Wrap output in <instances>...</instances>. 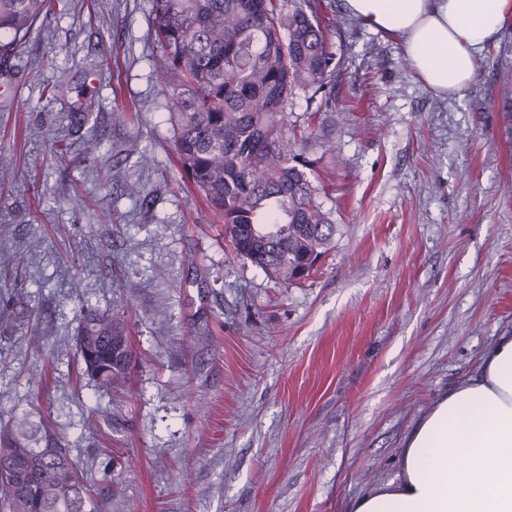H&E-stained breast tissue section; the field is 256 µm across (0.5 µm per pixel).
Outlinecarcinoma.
Returning a JSON list of instances; mask_svg holds the SVG:
<instances>
[{
	"label": "carcinoma",
	"instance_id": "1",
	"mask_svg": "<svg viewBox=\"0 0 512 512\" xmlns=\"http://www.w3.org/2000/svg\"><path fill=\"white\" fill-rule=\"evenodd\" d=\"M51 0H0V69L31 37ZM317 0H152L155 70L176 117L181 172L219 216L236 254L283 284L324 255L337 231L301 156L315 134H286L296 89L321 90L334 54ZM77 336L94 339V382L112 392L133 359L122 322L94 309ZM43 430L37 446L33 428ZM28 416L0 432V512H97L64 438Z\"/></svg>",
	"mask_w": 512,
	"mask_h": 512
}]
</instances>
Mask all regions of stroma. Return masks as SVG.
<instances>
[{
	"label": "stroma",
	"instance_id": "1",
	"mask_svg": "<svg viewBox=\"0 0 512 512\" xmlns=\"http://www.w3.org/2000/svg\"><path fill=\"white\" fill-rule=\"evenodd\" d=\"M321 11L336 66L284 122L317 137L308 176L338 232L290 286L198 221L151 0H60L0 82V164L19 165L0 186V267L19 265L0 284V420L51 417L98 512H348L512 332V27L458 99L345 0ZM84 308L126 326L120 402L76 378Z\"/></svg>",
	"mask_w": 512,
	"mask_h": 512
}]
</instances>
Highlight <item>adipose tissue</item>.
I'll use <instances>...</instances> for the list:
<instances>
[{
    "mask_svg": "<svg viewBox=\"0 0 512 512\" xmlns=\"http://www.w3.org/2000/svg\"><path fill=\"white\" fill-rule=\"evenodd\" d=\"M346 9L399 37L423 84L453 97L473 81L477 53L512 23V0H346ZM348 512H512V334L416 423L396 478Z\"/></svg>",
    "mask_w": 512,
    "mask_h": 512,
    "instance_id": "ef3b65f1",
    "label": "adipose tissue"
}]
</instances>
